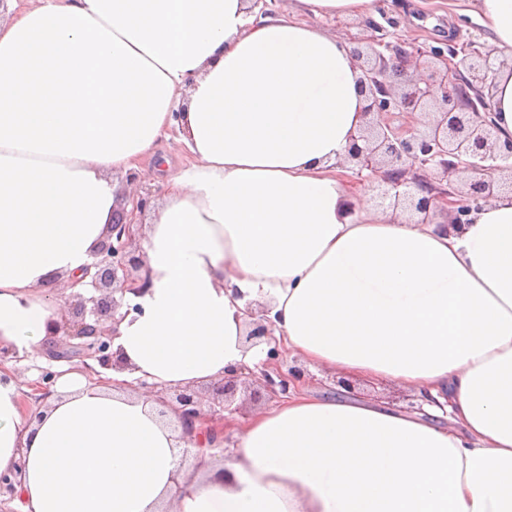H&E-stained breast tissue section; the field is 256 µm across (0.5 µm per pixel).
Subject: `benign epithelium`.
<instances>
[{
	"mask_svg": "<svg viewBox=\"0 0 512 512\" xmlns=\"http://www.w3.org/2000/svg\"><path fill=\"white\" fill-rule=\"evenodd\" d=\"M362 71L360 93L365 98V124L347 151L351 170L371 182L373 200L382 209L392 208L419 216L429 223L434 201L449 200L455 206L454 223L463 224L470 211L501 196L497 174L509 173L507 194H512V140L501 144L489 120L490 97L498 75L512 72V58L499 59L475 51L466 57L472 79L462 83L456 48L427 51L412 46L395 48L384 37L369 39L366 46L352 49ZM430 113L421 129L394 126L395 113ZM363 144H358V141ZM132 224L123 209L112 213L110 231L93 252L85 268L91 274L93 294L72 296L71 319L65 321V339L48 351L54 361L79 359L89 370L94 360L106 368H121L123 362L112 352L115 331L103 327L109 318L117 325L116 290L125 291L132 273L140 271L143 256L132 248ZM271 336L260 318L245 341L257 344ZM238 375L229 374L214 387L220 409H210L209 419H224L227 397L236 387ZM303 370L276 372L266 383L274 395L288 393L289 384L304 381ZM161 403L178 414L183 426L204 415L202 397L186 386Z\"/></svg>",
	"mask_w": 512,
	"mask_h": 512,
	"instance_id": "7a95c632",
	"label": "benign epithelium"
}]
</instances>
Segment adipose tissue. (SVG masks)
<instances>
[{
  "instance_id": "1",
  "label": "adipose tissue",
  "mask_w": 512,
  "mask_h": 512,
  "mask_svg": "<svg viewBox=\"0 0 512 512\" xmlns=\"http://www.w3.org/2000/svg\"><path fill=\"white\" fill-rule=\"evenodd\" d=\"M512 55V0H464ZM377 0H37L0 17V347L60 321L109 229L116 174L177 136L189 162L144 224L141 288L116 326L122 370L57 379L24 406L0 371V475L16 512H512V198L468 223L376 209L346 161L365 119L350 43L307 16ZM390 382L421 411L290 388L184 435L159 392L265 360ZM200 467L188 468L184 449Z\"/></svg>"
}]
</instances>
